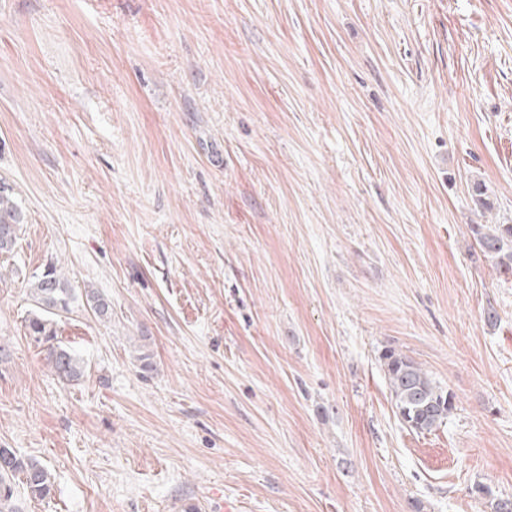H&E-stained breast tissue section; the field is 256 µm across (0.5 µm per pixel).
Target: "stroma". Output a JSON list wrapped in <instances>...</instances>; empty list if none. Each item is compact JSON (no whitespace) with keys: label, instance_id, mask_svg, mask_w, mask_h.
<instances>
[{"label":"stroma","instance_id":"obj_1","mask_svg":"<svg viewBox=\"0 0 512 512\" xmlns=\"http://www.w3.org/2000/svg\"><path fill=\"white\" fill-rule=\"evenodd\" d=\"M0 183V447L55 477L28 512L512 499V276L471 232L512 224V0H0ZM51 262L112 308L56 319L75 384L25 328ZM390 348L453 394L434 431ZM7 189L0 186V227L8 225V232L0 234V252H9L16 244L20 226L23 224V215L17 204L11 199ZM391 398L403 423L419 433L431 432L448 419L453 395L406 355L389 350L383 355Z\"/></svg>","mask_w":512,"mask_h":512}]
</instances>
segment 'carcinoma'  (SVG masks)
<instances>
[{"mask_svg":"<svg viewBox=\"0 0 512 512\" xmlns=\"http://www.w3.org/2000/svg\"><path fill=\"white\" fill-rule=\"evenodd\" d=\"M0 252L16 244L23 215L0 187ZM472 233L480 254L502 275L512 274V224H477ZM31 295L39 312L25 320L30 337L46 345V360L57 379L75 382L84 374L83 361L59 344L54 317L70 311L74 296L55 264L34 277ZM86 303L101 318L111 316L110 303L94 289L85 291ZM391 398L403 423L419 432L443 424L453 409V395L437 385L430 375L406 355L389 350L383 355ZM54 487V476L39 460L13 448L0 447V512H24L22 498L44 500Z\"/></svg>","mask_w":512,"mask_h":512,"instance_id":"1","label":"carcinoma"}]
</instances>
